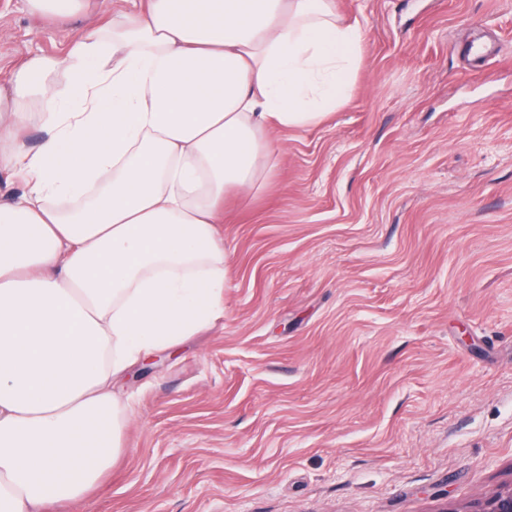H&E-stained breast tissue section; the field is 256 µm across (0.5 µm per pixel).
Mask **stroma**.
<instances>
[{
	"label": "stroma",
	"instance_id": "obj_1",
	"mask_svg": "<svg viewBox=\"0 0 512 512\" xmlns=\"http://www.w3.org/2000/svg\"><path fill=\"white\" fill-rule=\"evenodd\" d=\"M334 2L349 98L225 199L224 303L123 376L84 512H468L512 483V0ZM0 15V78L97 21Z\"/></svg>",
	"mask_w": 512,
	"mask_h": 512
}]
</instances>
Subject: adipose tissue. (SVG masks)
Instances as JSON below:
<instances>
[{
    "mask_svg": "<svg viewBox=\"0 0 512 512\" xmlns=\"http://www.w3.org/2000/svg\"><path fill=\"white\" fill-rule=\"evenodd\" d=\"M332 2L28 0L104 20L0 84V171L26 184L0 198V512L79 504L121 448L114 381L209 325L224 198L275 167L264 129L348 95L362 35Z\"/></svg>",
    "mask_w": 512,
    "mask_h": 512,
    "instance_id": "ef3b65f1",
    "label": "adipose tissue"
}]
</instances>
